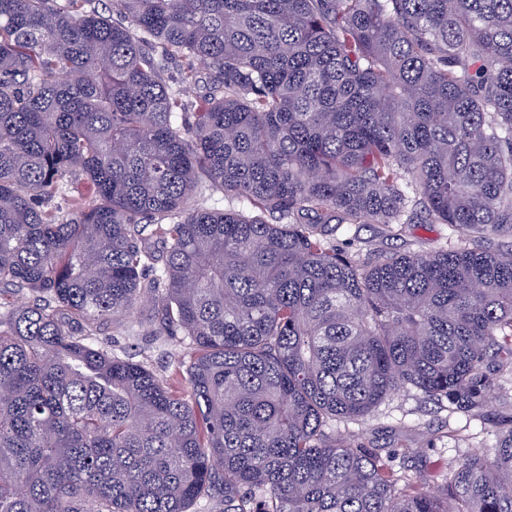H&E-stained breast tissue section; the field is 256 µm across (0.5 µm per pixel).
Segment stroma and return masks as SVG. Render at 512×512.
Returning a JSON list of instances; mask_svg holds the SVG:
<instances>
[{
  "label": "stroma",
  "instance_id": "1",
  "mask_svg": "<svg viewBox=\"0 0 512 512\" xmlns=\"http://www.w3.org/2000/svg\"><path fill=\"white\" fill-rule=\"evenodd\" d=\"M449 230L444 224H410L400 237H386L377 224H351L336 233L338 248L364 261L375 251H431L446 246ZM512 426V399H494L482 421L466 422L449 418L447 410L427 400L413 389L394 392L364 420L340 422L333 431L337 437L357 445L384 444L396 440L418 448L428 459L446 462L475 450L493 454L501 431ZM464 432V440L447 438V430ZM443 439L436 440L432 431Z\"/></svg>",
  "mask_w": 512,
  "mask_h": 512
}]
</instances>
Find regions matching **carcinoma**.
Returning <instances> with one entry per match:
<instances>
[{
  "instance_id": "cac0c4a2",
  "label": "carcinoma",
  "mask_w": 512,
  "mask_h": 512,
  "mask_svg": "<svg viewBox=\"0 0 512 512\" xmlns=\"http://www.w3.org/2000/svg\"><path fill=\"white\" fill-rule=\"evenodd\" d=\"M111 2L0 0V512H512V426L440 492L329 434L512 370V0ZM142 307L192 398L99 344ZM380 224L344 225L336 232L338 248L359 261L371 258L377 250L431 251L449 244L446 224H406L404 236L385 237Z\"/></svg>"
}]
</instances>
